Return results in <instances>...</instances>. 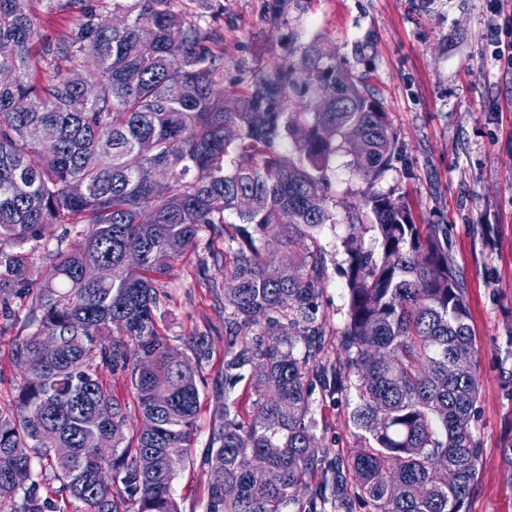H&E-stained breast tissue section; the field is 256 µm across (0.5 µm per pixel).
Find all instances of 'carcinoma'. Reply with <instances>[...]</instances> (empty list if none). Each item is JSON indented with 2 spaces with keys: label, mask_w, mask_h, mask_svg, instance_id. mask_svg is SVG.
Instances as JSON below:
<instances>
[{
  "label": "carcinoma",
  "mask_w": 512,
  "mask_h": 512,
  "mask_svg": "<svg viewBox=\"0 0 512 512\" xmlns=\"http://www.w3.org/2000/svg\"><path fill=\"white\" fill-rule=\"evenodd\" d=\"M34 2L0 0V73L13 75L0 82V313L30 293L35 325L11 351L24 384L16 409L0 414V508L57 512L50 478L71 512H180L171 487L193 442L196 367L208 351L201 340L191 358L172 353L157 331V288L208 231L240 244L224 269V391L250 368L257 398L245 420L224 406L205 457L206 512H467L479 390L448 225L414 223L393 194L368 192L347 211L346 360L330 377L310 365L325 266L294 245L335 223L324 187L338 152L369 185L399 158L373 93L319 55L305 61L317 86L310 112L288 111L290 61L249 71L228 98L224 36L176 0H112L110 10L64 0L81 21L45 38ZM34 58L57 77L42 80ZM18 98L27 111H15ZM283 141L294 155L276 151ZM79 224L87 229L70 246ZM32 242L50 263L34 293ZM99 363L133 389L141 427L131 436L129 405L100 380ZM345 372L365 446L329 458L312 432L311 388L338 392ZM320 464L330 479L313 486L306 476Z\"/></svg>",
  "instance_id": "cac0c4a2"
}]
</instances>
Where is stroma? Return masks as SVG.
<instances>
[{"label": "stroma", "mask_w": 512, "mask_h": 512, "mask_svg": "<svg viewBox=\"0 0 512 512\" xmlns=\"http://www.w3.org/2000/svg\"><path fill=\"white\" fill-rule=\"evenodd\" d=\"M189 15H210L224 35V90L242 86L250 70L281 60L302 62L316 49L338 70L367 84L397 135L401 155L366 185L350 155L331 163L328 197L334 223L298 247L320 253L326 274L317 300L322 348L316 366L341 367L347 319L343 273L348 207L366 189L405 196L419 224L448 227L449 257L460 272L474 338L479 398L471 431L481 471L468 512H512V483L501 472V448L512 438V67L495 57L489 31L512 40V7L487 0H177ZM223 235L203 233L196 249L172 262L164 280L158 324L170 347L189 352L196 340L209 355L197 368L202 404L189 459L172 483L182 512H205L210 472L204 452L224 409L247 415L254 383L224 389ZM16 316L0 326V410L15 408L22 373L12 361L14 339L30 334V301L12 302ZM355 387L328 393L313 387L319 447L353 454L364 446L350 420Z\"/></svg>", "instance_id": "obj_1"}]
</instances>
